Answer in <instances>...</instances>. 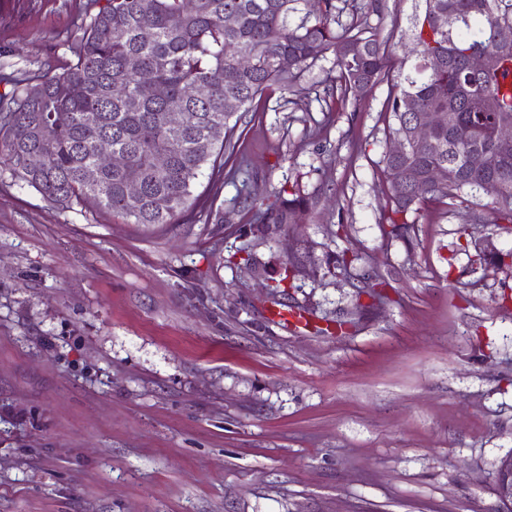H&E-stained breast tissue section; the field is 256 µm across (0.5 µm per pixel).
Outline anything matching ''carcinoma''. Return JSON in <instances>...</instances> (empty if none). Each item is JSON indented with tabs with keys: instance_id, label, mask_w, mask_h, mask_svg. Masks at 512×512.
Here are the masks:
<instances>
[{
	"instance_id": "carcinoma-1",
	"label": "carcinoma",
	"mask_w": 512,
	"mask_h": 512,
	"mask_svg": "<svg viewBox=\"0 0 512 512\" xmlns=\"http://www.w3.org/2000/svg\"><path fill=\"white\" fill-rule=\"evenodd\" d=\"M294 0H106L80 25L76 62L67 70L44 76L16 89L6 108H0V163L12 177L43 198L71 205L89 204L121 215L133 224H178L188 210L195 181L211 162L216 149L231 147L228 99L237 111H249L256 97L272 85L292 90L304 66L330 53L336 68V89L343 98L355 96L358 82L378 83L387 78L385 57L375 35H365L362 24L336 30V0H322L311 24L288 26ZM425 10L409 40L400 43L403 58L417 60L415 75L390 92L387 112L392 136L411 121L399 100L412 95L422 108L448 106L466 83L460 64L470 53L497 57L491 73L475 81L473 94L496 98L495 111L465 108L454 124L411 147L401 162L386 156L384 173L390 185V234L408 232L406 215L428 199L455 202L464 190L476 189L498 200L512 196V159L494 172L471 170L464 184L450 183L413 191V182L427 181L432 168L453 163L462 168L475 149H492L494 132L512 120V47L503 50L493 40L501 21L512 23V0H424ZM453 12V31L424 35L434 15ZM232 15L235 24L224 25ZM350 41L363 43L358 61L344 54ZM432 55L451 57L456 65L440 71L425 68ZM83 86L80 97L70 88ZM166 89L163 97L155 87ZM172 112L183 115L182 127L168 125ZM107 141L124 155L118 168L97 163V150ZM35 152L44 162L33 169L25 156ZM169 154L165 166L155 163ZM136 182L140 195H127ZM166 201L163 209L157 199ZM321 196L296 189L258 210L259 224L277 227L301 224L320 205ZM512 224V202L498 205L493 219L470 217L472 224ZM366 294L382 297L387 286L370 269L363 271Z\"/></svg>"
}]
</instances>
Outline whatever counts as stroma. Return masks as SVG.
<instances>
[{"label":"stroma","instance_id":"35a3bbf8","mask_svg":"<svg viewBox=\"0 0 512 512\" xmlns=\"http://www.w3.org/2000/svg\"><path fill=\"white\" fill-rule=\"evenodd\" d=\"M104 0H0V96L76 60ZM416 0L367 17L387 79L336 93L332 57L241 113L192 219L62 206L0 170V512H507L512 250L490 196L426 204L385 235L387 98ZM327 195L250 233L260 198ZM221 211L223 223L208 219ZM351 250L387 282L371 302ZM299 256L306 269L277 288ZM349 328L337 331V320ZM496 492L502 502H512V456L504 458L497 472Z\"/></svg>","mask_w":512,"mask_h":512}]
</instances>
